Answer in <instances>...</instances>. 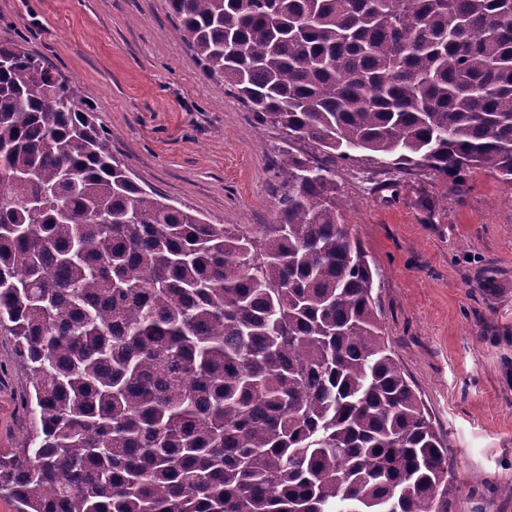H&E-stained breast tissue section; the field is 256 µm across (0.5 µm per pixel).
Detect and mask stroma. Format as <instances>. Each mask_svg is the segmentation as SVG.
I'll list each match as a JSON object with an SVG mask.
<instances>
[{
  "label": "stroma",
  "instance_id": "1",
  "mask_svg": "<svg viewBox=\"0 0 512 512\" xmlns=\"http://www.w3.org/2000/svg\"><path fill=\"white\" fill-rule=\"evenodd\" d=\"M169 0H0L15 42L82 87V106L139 185L213 224H273L278 129L211 78ZM344 220L378 270L390 348L448 448V512H512V185L451 182L381 157L337 161ZM487 268L491 289L478 285ZM26 377L0 335V450L27 431Z\"/></svg>",
  "mask_w": 512,
  "mask_h": 512
}]
</instances>
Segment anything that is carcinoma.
Segmentation results:
<instances>
[{
    "instance_id": "obj_1",
    "label": "carcinoma",
    "mask_w": 512,
    "mask_h": 512,
    "mask_svg": "<svg viewBox=\"0 0 512 512\" xmlns=\"http://www.w3.org/2000/svg\"><path fill=\"white\" fill-rule=\"evenodd\" d=\"M279 147L276 224L130 176L81 87L0 46V333L20 512H448V448L388 346L336 159L512 184V0H170ZM26 377L11 336L0 333V450L16 448L26 434Z\"/></svg>"
}]
</instances>
